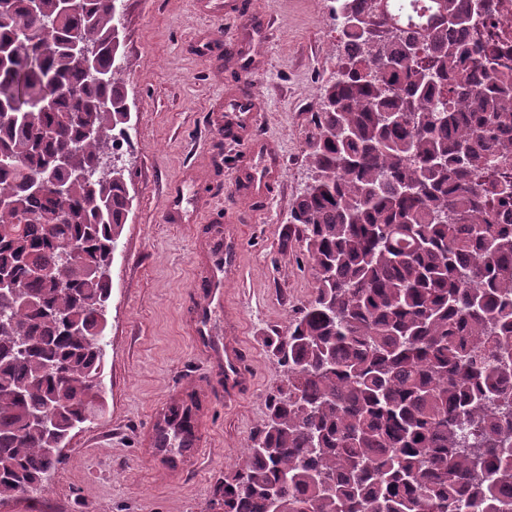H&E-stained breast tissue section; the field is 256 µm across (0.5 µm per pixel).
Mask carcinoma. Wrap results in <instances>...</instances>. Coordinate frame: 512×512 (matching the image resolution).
<instances>
[{"label": "carcinoma", "mask_w": 512, "mask_h": 512, "mask_svg": "<svg viewBox=\"0 0 512 512\" xmlns=\"http://www.w3.org/2000/svg\"><path fill=\"white\" fill-rule=\"evenodd\" d=\"M0 0V500L46 491L92 422L128 129L122 0ZM310 180L291 223L316 273L224 512H512V65L470 0H334ZM93 60L72 48L87 34ZM82 245L73 256L71 243ZM58 408L48 430L35 419Z\"/></svg>", "instance_id": "cac0c4a2"}]
</instances>
